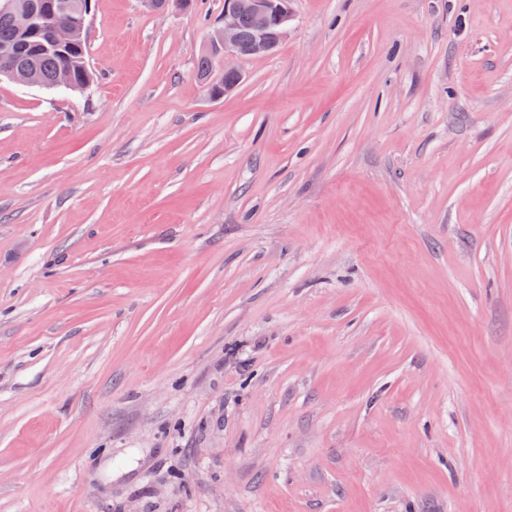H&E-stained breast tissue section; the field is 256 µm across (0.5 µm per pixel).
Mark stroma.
<instances>
[{
    "mask_svg": "<svg viewBox=\"0 0 512 512\" xmlns=\"http://www.w3.org/2000/svg\"><path fill=\"white\" fill-rule=\"evenodd\" d=\"M290 9L0 79V512H512V0ZM246 14L252 19L253 32L250 19H242ZM289 21L288 0H224V17L213 29L204 52L209 60L201 56L198 61L197 69L209 95L220 98L233 92L242 81L234 62L272 55L285 38ZM215 59L224 62L217 76L213 75Z\"/></svg>",
    "mask_w": 512,
    "mask_h": 512,
    "instance_id": "stroma-1",
    "label": "stroma"
}]
</instances>
